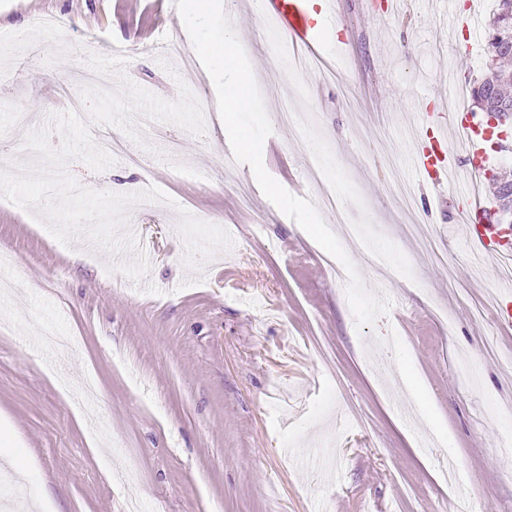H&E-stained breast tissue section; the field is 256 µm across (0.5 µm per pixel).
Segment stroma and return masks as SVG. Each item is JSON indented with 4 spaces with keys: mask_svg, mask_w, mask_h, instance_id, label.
Returning a JSON list of instances; mask_svg holds the SVG:
<instances>
[{
    "mask_svg": "<svg viewBox=\"0 0 512 512\" xmlns=\"http://www.w3.org/2000/svg\"><path fill=\"white\" fill-rule=\"evenodd\" d=\"M342 56L285 37L254 0H223L264 98L280 159L267 172L319 202V160L359 234L321 217L389 311L357 326L323 249L261 192L215 112L195 136L161 121L116 141L84 187L169 197L131 207L134 250L59 243L0 200V476L20 512H512V331L499 328L495 269L471 271L453 191L416 177L422 113L480 79L485 32L459 53L442 0H339ZM152 0H0V168L31 171L17 108L88 118L78 75L94 52L135 84L180 97L190 39L146 40ZM422 382V399L396 389Z\"/></svg>",
    "mask_w": 512,
    "mask_h": 512,
    "instance_id": "obj_1",
    "label": "stroma"
}]
</instances>
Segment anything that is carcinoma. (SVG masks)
<instances>
[{
    "instance_id": "cac0c4a2",
    "label": "carcinoma",
    "mask_w": 512,
    "mask_h": 512,
    "mask_svg": "<svg viewBox=\"0 0 512 512\" xmlns=\"http://www.w3.org/2000/svg\"><path fill=\"white\" fill-rule=\"evenodd\" d=\"M490 59L469 92L476 107L499 117L512 116V0H497L488 25Z\"/></svg>"
}]
</instances>
